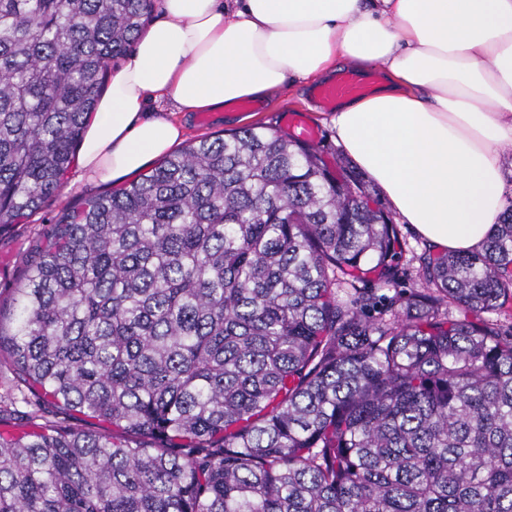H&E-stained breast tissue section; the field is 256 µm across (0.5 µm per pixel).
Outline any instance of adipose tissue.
<instances>
[{
  "label": "adipose tissue",
  "instance_id": "ef3b65f1",
  "mask_svg": "<svg viewBox=\"0 0 512 512\" xmlns=\"http://www.w3.org/2000/svg\"><path fill=\"white\" fill-rule=\"evenodd\" d=\"M89 118L77 165L113 183L170 154L178 112L261 101L337 60L383 81L331 122L344 152L438 252L480 249L505 210L512 0H160Z\"/></svg>",
  "mask_w": 512,
  "mask_h": 512
}]
</instances>
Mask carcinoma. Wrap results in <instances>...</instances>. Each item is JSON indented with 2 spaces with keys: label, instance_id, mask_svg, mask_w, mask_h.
<instances>
[{
  "label": "carcinoma",
  "instance_id": "1",
  "mask_svg": "<svg viewBox=\"0 0 512 512\" xmlns=\"http://www.w3.org/2000/svg\"><path fill=\"white\" fill-rule=\"evenodd\" d=\"M155 2L0 0V230L62 188ZM336 169L233 130L52 224L0 349L139 442L0 433V512H512V339L482 319L512 297V205L382 296L398 227Z\"/></svg>",
  "mask_w": 512,
  "mask_h": 512
}]
</instances>
